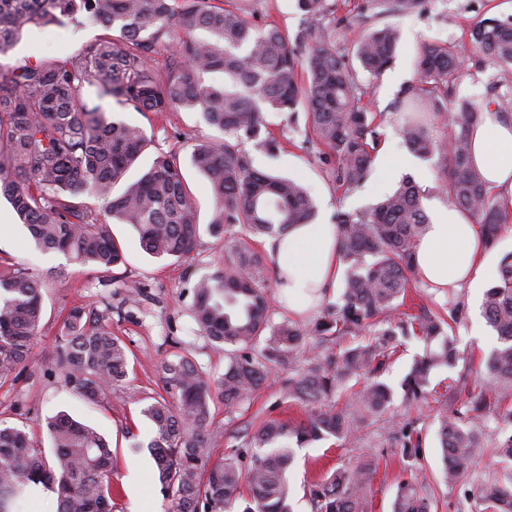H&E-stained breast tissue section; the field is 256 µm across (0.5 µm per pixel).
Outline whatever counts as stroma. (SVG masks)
Masks as SVG:
<instances>
[{
	"label": "stroma",
	"instance_id": "stroma-1",
	"mask_svg": "<svg viewBox=\"0 0 512 512\" xmlns=\"http://www.w3.org/2000/svg\"><path fill=\"white\" fill-rule=\"evenodd\" d=\"M255 7L257 24L273 21L291 34L307 26L296 0H256ZM486 17H512V0H424L418 11L400 19L402 39L391 65L376 79L365 72L360 75L361 80L369 84L372 110L386 115L384 154L395 160L409 156L399 132V116L392 107L413 78L420 45L461 41L470 23ZM99 34V28L91 25L80 29L29 26L8 60L33 63L47 57L67 56L94 42ZM464 56V75L456 81L452 97L481 99L487 87L497 79L500 69L479 53L468 50ZM103 107L108 114L142 128L149 140L138 166L130 172L131 177H138L146 170L158 153L177 155L202 228L198 246L189 257L180 260L155 259L141 250L132 226L115 223L111 231L124 251V262L110 271L99 272L74 264L62 253L36 249L10 205L1 198L0 262L17 264L40 281L42 318L29 363L17 381L0 387V420L26 429L46 452L51 449V439L45 421L57 413H67L96 427L111 444L112 482L121 490L113 512H135L142 499L155 503L159 512H164L166 502L155 480L154 461L145 449L141 452L134 449L135 444L145 445L153 436V427L142 410L150 398L163 392L158 367L162 361L186 355L217 378L223 374L225 366L223 351L197 335L191 316L193 288L198 277L224 262L223 240L212 237L207 231L214 211L208 182L190 164L194 138L214 135L215 130L208 127L197 112L142 114L119 108L110 100L104 101ZM267 123L279 148L269 152L246 143L245 149L254 167L300 181L316 201L318 221L334 222L341 209L364 210L396 188L406 176L428 192L425 201L428 212L447 204L436 191L440 173L437 159L417 158L411 168L397 167L386 176L372 172L361 187L345 194L337 190L327 175L318 159L317 146L308 142L305 116L291 120L287 115L271 113ZM135 284L141 286L142 292L134 297L130 288ZM459 295L467 309L456 324L454 334L461 353L475 370L482 357L496 346L497 336L482 323V294L465 288ZM74 306L102 314L113 335L121 338L133 353L126 383L95 405L86 403L64 385L59 373L50 369L63 319ZM288 378V371H280L266 388L253 396L250 404L230 411L225 410L223 401H216L212 408L215 456L241 447L243 440L238 431L245 425L298 416V408L290 406L283 397ZM393 409L396 419L413 420L422 432L420 457L412 474L429 489L438 512H474L473 504L464 500L462 491L448 487L442 480L438 425L426 405L409 407L398 400ZM368 456L380 461L371 483L373 512H390L402 473L401 447L379 423L357 425L353 439L343 446L331 438L297 449L295 463L288 474L294 512H312L305 494L308 485L330 470Z\"/></svg>",
	"mask_w": 512,
	"mask_h": 512
}]
</instances>
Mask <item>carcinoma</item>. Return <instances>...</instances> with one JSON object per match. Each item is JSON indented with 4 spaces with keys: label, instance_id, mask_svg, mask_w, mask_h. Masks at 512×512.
Returning <instances> with one entry per match:
<instances>
[{
    "label": "carcinoma",
    "instance_id": "obj_1",
    "mask_svg": "<svg viewBox=\"0 0 512 512\" xmlns=\"http://www.w3.org/2000/svg\"><path fill=\"white\" fill-rule=\"evenodd\" d=\"M245 0H0V58L8 56L29 25H93L97 41L62 59L10 66L0 63V196L12 207L36 246L67 255L80 266L109 270L124 261L108 219L132 225L142 250L156 259H182L198 245L194 200L172 154L151 166L115 196L147 146L144 131L102 106L110 98L136 112L195 111L223 137L194 140L190 163L209 183L213 236L239 224L255 236H282L293 224H312L317 207L298 181L259 171L244 148L248 141L268 151L279 148L265 113H306L308 141L337 189L348 193L368 178L382 143L384 114L366 100L368 87L347 61L379 77L392 63L401 28L390 21L421 7L423 0H376L372 14L357 9L364 34L338 49L332 41L338 7L351 0H297L316 22L290 36L273 23L248 18ZM313 47L302 52L305 40ZM467 42H428L419 49L412 81L393 110L410 152L438 157L439 191L448 203L480 225L493 245L512 223V202L487 188L472 155L473 128L490 103L462 100L450 106L449 82L463 71L469 47L512 75V18H483L466 29ZM168 52L164 70L154 66ZM224 81L208 84L204 75ZM451 119L452 141L431 131ZM88 194L105 202L99 212L80 201ZM426 194L410 178L361 212L335 216L343 289L312 327L289 319L271 321L267 258L244 238L224 241V266L194 286L192 313L199 331L224 350V374L214 379L186 356L158 367L165 394L143 415L154 428L148 444L167 512H293L287 472L293 447L354 436V417H379L395 393L378 380L410 336L427 345L401 383L406 405L426 399L437 369L453 370L461 359L452 324L465 304L448 303V314L423 306L394 320L405 303L418 241L430 218ZM483 316L499 345L482 363L480 377L448 378V396L434 408L439 421L442 477L463 484L464 473L481 455L484 434L474 420L488 414L512 427V255L503 257L499 277L485 293ZM42 317L38 280L20 268L0 270V387L17 380L30 361ZM322 352L310 353L312 342ZM129 349L112 335L99 314L73 307L63 321L52 370L92 403L122 386ZM299 369L288 379L286 397L304 412L300 420H266L247 429L250 464L234 452L212 460L215 439L211 403L220 396L233 408L250 400L271 376ZM365 376L377 381L362 384ZM46 427L54 449L48 463L30 434L0 422V512H26L39 488L51 492L56 512H112V448L93 427L58 414ZM403 456H420L415 422H393ZM374 458L343 466L314 482V512H369L368 488ZM465 494L479 512H512V479L491 478ZM432 497L412 478L398 483L392 512H432Z\"/></svg>",
    "mask_w": 512,
    "mask_h": 512
}]
</instances>
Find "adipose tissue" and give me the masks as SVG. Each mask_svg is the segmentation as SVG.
<instances>
[{"label":"adipose tissue","mask_w":512,"mask_h":512,"mask_svg":"<svg viewBox=\"0 0 512 512\" xmlns=\"http://www.w3.org/2000/svg\"><path fill=\"white\" fill-rule=\"evenodd\" d=\"M473 157L489 185L512 199V119L482 113L473 133ZM278 297L291 313L309 314L336 283L341 261L332 224H299L273 239ZM415 272L431 287L477 291L491 270L490 247L478 224L458 209H439L415 256Z\"/></svg>","instance_id":"1"}]
</instances>
